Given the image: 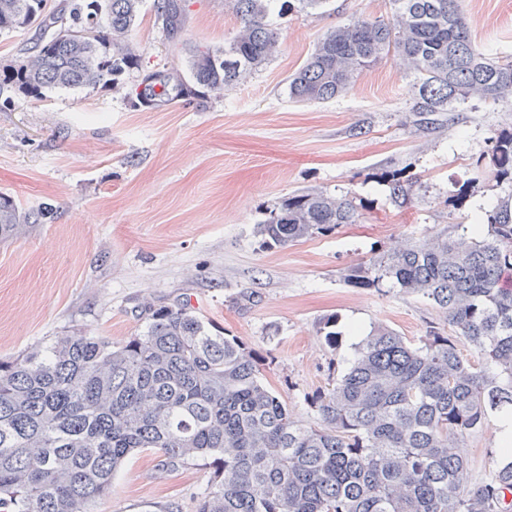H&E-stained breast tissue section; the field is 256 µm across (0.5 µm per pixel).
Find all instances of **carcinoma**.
Listing matches in <instances>:
<instances>
[{
	"label": "carcinoma",
	"mask_w": 512,
	"mask_h": 512,
	"mask_svg": "<svg viewBox=\"0 0 512 512\" xmlns=\"http://www.w3.org/2000/svg\"><path fill=\"white\" fill-rule=\"evenodd\" d=\"M142 0H0V31L33 32L32 64L0 72V86L40 96L49 89L107 83L138 67L129 32ZM319 10L330 0H229L239 18L222 47L190 50L189 78L156 72L140 101H188L222 94L279 52L270 24L276 3ZM386 18L354 16L329 29L288 76L289 98L322 103L344 95L381 59L398 57L417 91L410 107L420 132L440 112L477 98L512 96V56L478 51L461 0H389ZM175 40L187 17L182 0H155ZM94 25L90 40L60 39L63 27ZM475 168L500 187L475 230L426 238L350 270L354 285L397 288L432 302L438 323L416 345L375 325L344 374L312 405L306 426L260 377L255 353L211 330L179 304H144L142 333L112 346L64 331L49 344L0 359V509L97 512L112 498L114 473L137 452L161 453L165 471L208 461L212 477L197 512H512V460H496L470 488L462 442L490 416H512V127L492 138ZM392 201L411 200L417 180L382 173ZM476 179L448 198L459 209ZM32 213L0 194V240L20 235ZM355 197L301 189L256 227L262 243L285 246L355 224ZM487 225L488 233L477 231ZM337 317L320 322L336 345ZM463 341L478 358L465 357Z\"/></svg>",
	"instance_id": "cac0c4a2"
}]
</instances>
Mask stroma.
Instances as JSON below:
<instances>
[{"label":"stroma","mask_w":512,"mask_h":512,"mask_svg":"<svg viewBox=\"0 0 512 512\" xmlns=\"http://www.w3.org/2000/svg\"><path fill=\"white\" fill-rule=\"evenodd\" d=\"M143 0L130 38L137 68L119 88L53 89L39 97L0 91V193L39 224L0 243V357L19 355L60 332L117 344L146 324L144 302L182 303L254 349L260 373L293 419L315 426L313 395L331 387L374 325L411 341L440 315L396 288L357 286L349 269L454 225L473 224L498 187L483 182L458 210L448 197L473 178V162L512 126V101L474 100L416 132L414 78L394 57L357 77L347 94L302 104L288 76L330 28L352 16H389L388 0H331L326 9L276 18L281 48L223 97L194 104L139 103L145 75L186 73ZM179 39L206 47L230 39L239 21L224 0H184ZM478 50L512 55V0H463ZM418 176L411 203L396 206L383 169ZM351 193L360 220L288 246L256 233L294 190ZM336 315L328 346L318 328ZM497 418L465 441L466 484L485 480L499 448ZM159 454L135 455L112 481L99 512H195L211 471L160 470Z\"/></svg>","instance_id":"35a3bbf8"}]
</instances>
